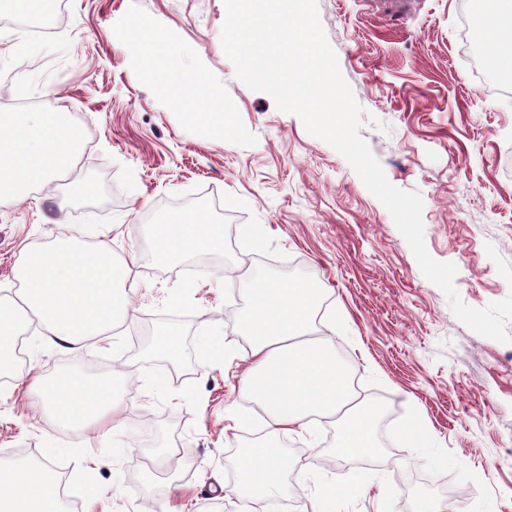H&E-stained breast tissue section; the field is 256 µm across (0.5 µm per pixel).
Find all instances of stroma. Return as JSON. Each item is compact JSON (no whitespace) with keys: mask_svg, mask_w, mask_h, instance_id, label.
<instances>
[{"mask_svg":"<svg viewBox=\"0 0 512 512\" xmlns=\"http://www.w3.org/2000/svg\"><path fill=\"white\" fill-rule=\"evenodd\" d=\"M340 71L362 108L360 134L387 179L424 201L430 255L457 267L461 299L512 294V76L476 59L475 14L506 25L498 0H318ZM0 113L67 112L82 147L72 167L0 204V287L34 244L65 234L135 258L137 288L117 336L69 350L44 330L0 375V466L51 463L67 512H252L240 496L241 448L266 438L262 407L241 389L251 344L239 324L249 279L296 278L324 290L315 333L335 328L338 360L360 400L380 408L379 445L334 454L337 429L276 439L297 460L274 512H512V344L482 337L422 274L384 205L348 162L237 78L225 56L223 0H65L51 30L0 0ZM140 20L165 29L172 69L201 75L231 114L206 138L129 40ZM96 195L82 204L81 192ZM207 212L224 245L163 262L152 225ZM261 224L262 239L240 234ZM176 332L170 373L142 343ZM77 372L111 380L126 410L104 435L61 427L31 389ZM428 434L410 447L399 433ZM335 489L331 499L322 488Z\"/></svg>","mask_w":512,"mask_h":512,"instance_id":"obj_1","label":"stroma"}]
</instances>
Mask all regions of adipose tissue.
Masks as SVG:
<instances>
[{"label":"adipose tissue","instance_id":"adipose-tissue-1","mask_svg":"<svg viewBox=\"0 0 512 512\" xmlns=\"http://www.w3.org/2000/svg\"><path fill=\"white\" fill-rule=\"evenodd\" d=\"M170 101L188 108L202 135L223 133L227 113L217 111L202 77L167 74ZM79 134L66 115L47 112L32 119L26 112L0 113V202L19 190L68 169ZM222 225L202 211L175 213L155 225L153 241L160 259L171 260L196 250L221 246ZM131 265L116 262L109 245L87 249L73 237L33 245L17 268V298L0 302V363L12 355L16 340L31 319L42 322L57 346L68 348L90 336H103L119 320L122 303L136 288ZM247 307L240 323L251 343L252 365L242 389L267 414L271 435L308 429L312 416L337 418L335 454L362 457L376 446L378 415L356 402L348 374L336 362L334 339L308 337L319 311L321 288L294 279H253L245 284ZM32 386L56 419L85 429L99 419L124 411L111 385L91 387L78 375L53 381L34 378ZM296 459L270 441L241 452L237 467L240 492L256 504L276 498ZM59 480L47 465L0 468V512H63Z\"/></svg>","mask_w":512,"mask_h":512}]
</instances>
